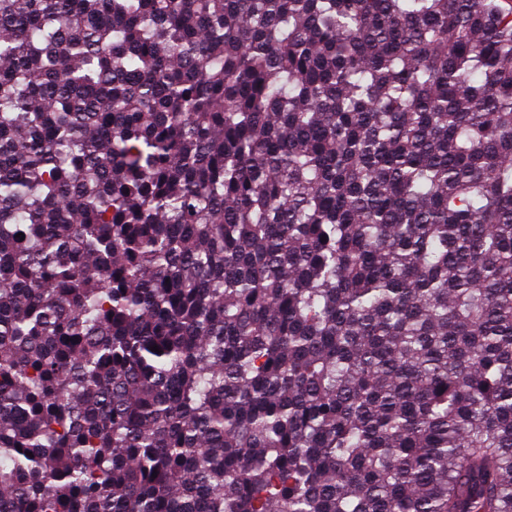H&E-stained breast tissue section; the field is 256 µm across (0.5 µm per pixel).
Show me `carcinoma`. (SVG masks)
Instances as JSON below:
<instances>
[{
    "instance_id": "cac0c4a2",
    "label": "carcinoma",
    "mask_w": 512,
    "mask_h": 512,
    "mask_svg": "<svg viewBox=\"0 0 512 512\" xmlns=\"http://www.w3.org/2000/svg\"><path fill=\"white\" fill-rule=\"evenodd\" d=\"M0 512H512V0H0Z\"/></svg>"
}]
</instances>
